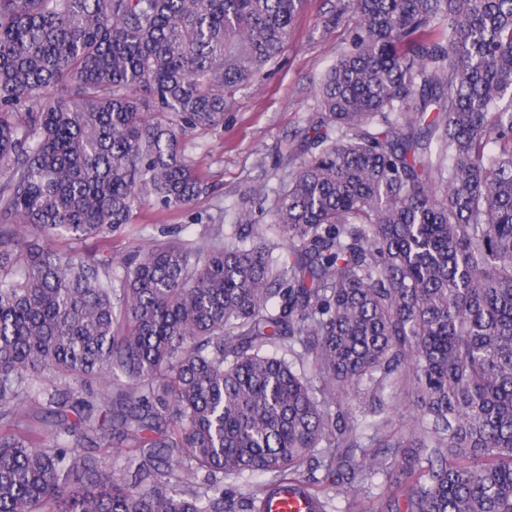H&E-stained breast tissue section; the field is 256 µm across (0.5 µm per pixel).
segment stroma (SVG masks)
Listing matches in <instances>:
<instances>
[{"label":"stroma","instance_id":"obj_1","mask_svg":"<svg viewBox=\"0 0 512 512\" xmlns=\"http://www.w3.org/2000/svg\"><path fill=\"white\" fill-rule=\"evenodd\" d=\"M341 0H303L292 35L282 54L250 85L234 96L223 127L196 129L182 147L208 185L206 193L186 210L144 207L131 233L112 237L113 252L125 254L157 240H196L212 224L232 233L241 196L250 185H265L270 221L290 169L296 146L316 106V90L350 39L351 21L327 22Z\"/></svg>","mask_w":512,"mask_h":512}]
</instances>
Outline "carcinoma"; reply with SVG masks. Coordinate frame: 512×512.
Returning a JSON list of instances; mask_svg holds the SVG:
<instances>
[{
  "label": "carcinoma",
  "mask_w": 512,
  "mask_h": 512,
  "mask_svg": "<svg viewBox=\"0 0 512 512\" xmlns=\"http://www.w3.org/2000/svg\"><path fill=\"white\" fill-rule=\"evenodd\" d=\"M301 4L0 0V512H512V0H350L271 223L53 247L189 208Z\"/></svg>",
  "instance_id": "carcinoma-1"
}]
</instances>
